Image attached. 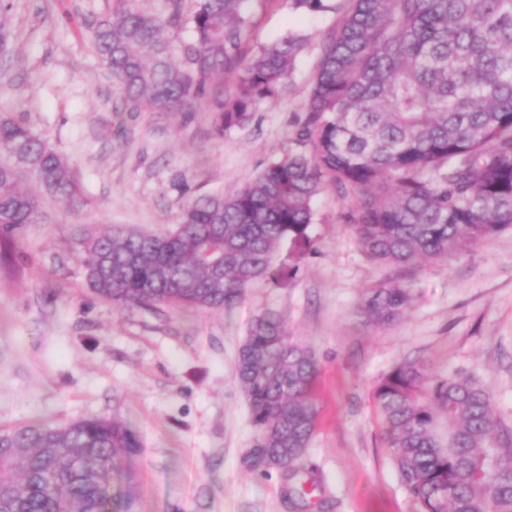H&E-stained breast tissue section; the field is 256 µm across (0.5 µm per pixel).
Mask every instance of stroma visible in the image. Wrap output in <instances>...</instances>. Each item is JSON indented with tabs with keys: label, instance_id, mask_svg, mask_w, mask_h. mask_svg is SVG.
<instances>
[{
	"label": "stroma",
	"instance_id": "1",
	"mask_svg": "<svg viewBox=\"0 0 512 512\" xmlns=\"http://www.w3.org/2000/svg\"><path fill=\"white\" fill-rule=\"evenodd\" d=\"M121 0H12L0 55V118L25 122L69 162L84 204L45 197L46 219L14 233L0 262V428L117 417L141 447L132 512H416L391 463L372 402L397 363L471 371L512 423V229L447 259L403 267L369 258L331 190L314 200V249L282 284L250 285L232 310L120 308L86 288L80 229L162 232L191 199L229 195L287 152L333 11L288 0L254 10L252 47L306 38L288 94L251 120L212 132V114L130 112L94 47ZM411 285L407 308L379 325L358 305L372 289ZM273 312L319 364L317 427L297 466L315 484L291 494L288 467L249 469L256 440L236 377L252 319Z\"/></svg>",
	"mask_w": 512,
	"mask_h": 512
}]
</instances>
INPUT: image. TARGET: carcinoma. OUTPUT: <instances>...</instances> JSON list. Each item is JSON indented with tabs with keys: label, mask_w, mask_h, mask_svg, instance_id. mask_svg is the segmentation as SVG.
<instances>
[{
	"label": "carcinoma",
	"mask_w": 512,
	"mask_h": 512,
	"mask_svg": "<svg viewBox=\"0 0 512 512\" xmlns=\"http://www.w3.org/2000/svg\"><path fill=\"white\" fill-rule=\"evenodd\" d=\"M272 0H194L193 39L176 48L164 17L124 7L98 22L96 52L132 109L193 112L207 103L217 136L283 91L306 40L252 49L254 7ZM321 12L327 0H289ZM323 40L292 146L230 196L190 200L174 228L81 232L82 276L124 308L230 309L251 284L280 281L283 248H314L313 201L331 189L362 251L396 265L443 259L512 227V0H345ZM0 238L42 216L40 192L81 200L66 161L26 124L0 120ZM36 189H19L23 175ZM224 252L216 273L209 255ZM409 298L378 288L363 311L397 317ZM237 377L257 430L249 464L291 465L316 429L318 362L260 314L240 345ZM391 461L418 512H512V424L473 373L446 377L404 360L373 392ZM119 418L0 429V512H107L120 463L138 452Z\"/></svg>",
	"instance_id": "carcinoma-1"
}]
</instances>
